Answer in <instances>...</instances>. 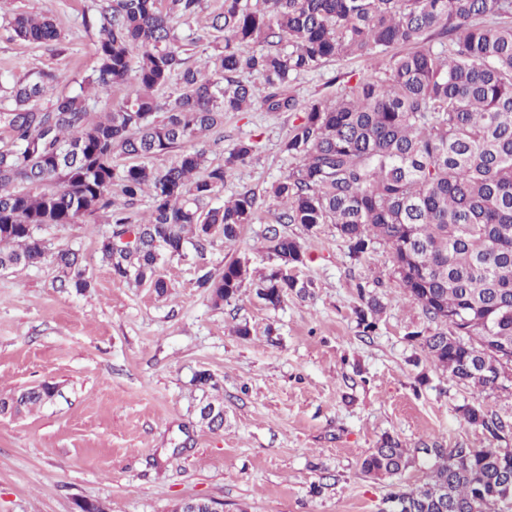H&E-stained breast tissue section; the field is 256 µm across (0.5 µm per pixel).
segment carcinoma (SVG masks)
<instances>
[{"mask_svg": "<svg viewBox=\"0 0 512 512\" xmlns=\"http://www.w3.org/2000/svg\"><path fill=\"white\" fill-rule=\"evenodd\" d=\"M203 8L204 0H101L85 20L97 29V66L85 83L107 92L134 80L101 120L81 94L39 105L57 80L52 73L30 69L14 81L12 106L0 112V269L48 259L61 286L85 291L90 280L78 253L50 251L39 230L100 214L111 235L99 251L113 276L165 294L166 259L188 244L202 252L215 236L237 239L257 205L246 190L210 206L252 158V142L237 141L217 165L194 143L230 112H295L283 151L299 161L269 191L283 211L266 229L275 264L254 283L257 298L275 309L288 291H306L288 273L302 262V247L277 225L333 224L355 257L376 243L388 247L405 295L436 324L410 333L430 361L464 385L497 388L500 369L512 364V0H224L210 24L224 33V50L194 66L174 20ZM10 24L25 41L60 38L47 16L17 13ZM355 58L368 73L334 99L301 103L288 91L293 76ZM246 74L261 76L263 87ZM175 149L164 168L145 163ZM145 196L142 220L134 207ZM127 232L140 234L139 245L112 251L110 239ZM248 279L245 263L232 260L200 276L197 287L218 306L235 300ZM358 297L354 313L368 335L382 305L364 288ZM54 390L44 383L0 398V410L29 412ZM462 413L496 440L508 430L480 406ZM420 452L433 459L426 481L390 493L384 512L512 505V496L503 498L512 488L511 451ZM411 457L386 437L361 470L390 477Z\"/></svg>", "mask_w": 512, "mask_h": 512, "instance_id": "obj_1", "label": "carcinoma"}]
</instances>
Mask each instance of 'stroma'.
Segmentation results:
<instances>
[{"instance_id": "35a3bbf8", "label": "stroma", "mask_w": 512, "mask_h": 512, "mask_svg": "<svg viewBox=\"0 0 512 512\" xmlns=\"http://www.w3.org/2000/svg\"><path fill=\"white\" fill-rule=\"evenodd\" d=\"M99 0H5L0 6V83L37 67L61 81L41 100L76 94L96 66L95 29L83 17ZM223 0L175 28L192 60L215 54L211 13ZM50 17L60 41L15 37L12 14ZM360 60L333 61L290 83L300 100L332 98ZM294 117L286 112H231L206 139L210 162L222 163L238 140L256 145L218 193L251 189L258 207L236 242L186 249L161 274L164 295L113 277L99 252L111 230L103 221L47 226L52 249L77 250L91 286L62 288L54 264L0 271V397L51 383L52 399L17 418L0 416V512H77L81 501L107 512H172L189 498L222 502L224 512H380L394 487L420 484L432 461L425 449L512 445V382L479 392L436 368L410 332L431 330L404 294L381 244L353 257L334 225H284L302 247L291 275L307 294L289 293L266 307L253 287L214 305L198 288L207 272L233 258L251 277L273 264L264 235L278 210L271 185L296 163L282 149ZM375 290L383 311L364 335L354 308L359 287ZM248 335H238L239 326ZM212 375L218 390L196 384ZM224 407V426L199 423L202 401ZM479 404L510 425L500 440L467 424L461 408ZM386 436L415 449L399 475L370 479L362 458ZM322 493H314V486Z\"/></svg>"}]
</instances>
